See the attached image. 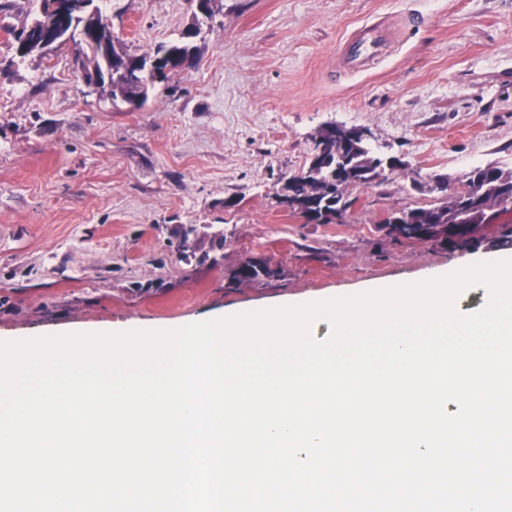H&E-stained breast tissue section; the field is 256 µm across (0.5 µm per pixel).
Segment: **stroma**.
I'll return each mask as SVG.
<instances>
[{
  "label": "stroma",
  "instance_id": "35a3bbf8",
  "mask_svg": "<svg viewBox=\"0 0 512 512\" xmlns=\"http://www.w3.org/2000/svg\"><path fill=\"white\" fill-rule=\"evenodd\" d=\"M193 0H109L112 32L150 53L194 22ZM384 49L345 62L361 26ZM198 60L139 108L86 93L71 50L10 65L0 32V336L69 327L185 323L226 308L353 292L500 255L397 244L387 212L439 202L473 167L512 168V0H218ZM328 124L367 128L400 167L362 189L342 220L306 224L277 203ZM177 224L217 260L185 263ZM251 255L280 277L236 288Z\"/></svg>",
  "mask_w": 512,
  "mask_h": 512
}]
</instances>
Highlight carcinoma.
Wrapping results in <instances>:
<instances>
[{
  "label": "carcinoma",
  "mask_w": 512,
  "mask_h": 512,
  "mask_svg": "<svg viewBox=\"0 0 512 512\" xmlns=\"http://www.w3.org/2000/svg\"><path fill=\"white\" fill-rule=\"evenodd\" d=\"M36 16L20 29L6 27L10 35L14 58L24 61L29 53L23 45H32L44 32L63 28V32L79 36L78 51L86 58L94 72H112V88L108 95L122 101L143 106L151 88L167 79L171 71L181 69L196 61L198 47L194 39L203 32V25L213 20L212 0H194L195 6L206 11L196 20L181 38L159 46L154 52L142 55L130 54L116 45L115 37L107 25L93 27L82 18L66 20L51 9L54 0H36ZM328 168L312 172L307 176L295 174L281 185V191L288 193V200L298 205L314 203L322 210V217L311 218L305 211H292L305 223L330 224L342 217L354 205L357 198L353 190L371 185L367 179H352L336 184L330 173L341 158L336 156V142H331ZM435 189L443 193L444 201L430 207L411 209L415 223L409 225L403 236L387 229L390 218L381 221L386 236L396 242L408 241L432 243L458 251H468L480 246L493 230L492 241L501 247L512 246V225L494 222L499 214L512 212V170L498 166H478L465 177L462 188L450 192L440 182ZM196 233L193 226L179 224L171 229V236L178 241L181 254L195 255V242L191 235ZM280 276V268L264 256H249L224 272V279L231 285L261 283Z\"/></svg>",
  "instance_id": "1"
}]
</instances>
